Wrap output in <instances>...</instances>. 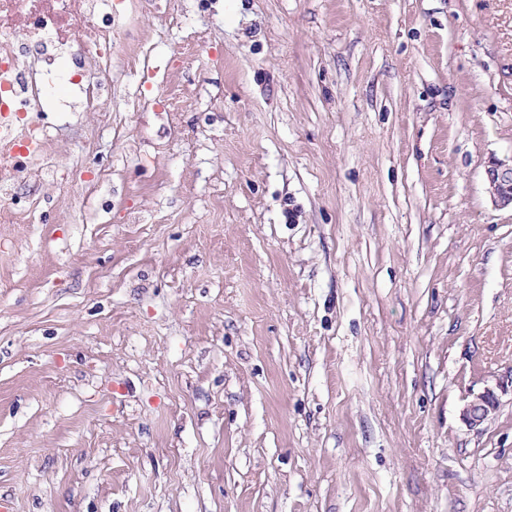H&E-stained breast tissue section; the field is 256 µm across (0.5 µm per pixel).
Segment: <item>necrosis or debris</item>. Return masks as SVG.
<instances>
[{
	"label": "necrosis or debris",
	"mask_w": 512,
	"mask_h": 512,
	"mask_svg": "<svg viewBox=\"0 0 512 512\" xmlns=\"http://www.w3.org/2000/svg\"><path fill=\"white\" fill-rule=\"evenodd\" d=\"M111 70L112 0H0V183L47 157V99L100 111Z\"/></svg>",
	"instance_id": "necrosis-or-debris-1"
}]
</instances>
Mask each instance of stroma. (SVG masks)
<instances>
[{"instance_id":"35a3bbf8","label":"stroma","mask_w":512,"mask_h":512,"mask_svg":"<svg viewBox=\"0 0 512 512\" xmlns=\"http://www.w3.org/2000/svg\"><path fill=\"white\" fill-rule=\"evenodd\" d=\"M113 34L103 111L50 102L0 187V512H512V0ZM487 189L495 203L512 209V157L510 162L496 160L485 170ZM497 398L491 391H485L474 397L465 407L463 416L470 427L481 425L495 410Z\"/></svg>"}]
</instances>
